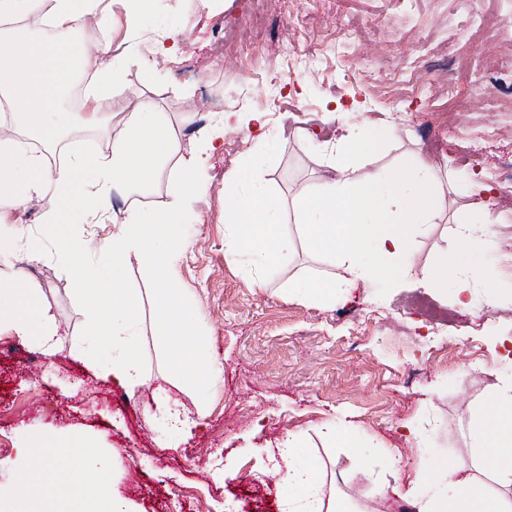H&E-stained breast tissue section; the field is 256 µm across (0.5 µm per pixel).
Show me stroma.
Listing matches in <instances>:
<instances>
[{
  "mask_svg": "<svg viewBox=\"0 0 512 512\" xmlns=\"http://www.w3.org/2000/svg\"><path fill=\"white\" fill-rule=\"evenodd\" d=\"M250 10L251 0H224L211 18L202 0H153L132 34L114 12L113 53L133 36L149 46L171 24L189 41L181 61L125 70L104 91L113 105L144 99L165 113L186 159L213 113L261 112L268 121L273 137L260 148L245 130L225 132L194 218L180 228L176 285L195 336L223 373L202 393L168 366L154 339V283L133 257L119 279L140 297L144 376L129 387L99 379L84 344L85 306L71 289L76 261L44 234L39 212L10 210L0 249L36 253L24 272L63 342L49 357L0 337V512H30L10 498L24 440L59 447L76 438L112 454L110 486L136 512H280L267 447L290 432L321 459L326 495L351 496L360 512H396L401 501L383 451L397 453L408 472L453 463L471 445L473 413L512 376L502 357L512 341V192L500 187L512 168V99L500 83L512 72V35L499 31L512 24V0H267L257 28ZM339 104L345 113L327 120ZM366 125L382 131L383 144L361 158L365 170L417 161L447 188L445 210L411 246L417 266L455 257L458 226L472 221L479 187L496 188V249L468 255L491 263L495 281L477 288L472 308L458 306L452 291L410 280L361 284L330 303L289 292L291 280L344 269L310 250L287 209L281 224L294 246L265 270L264 287H255L248 262L225 260V178L246 191L260 170L267 188L292 202L325 170L318 144ZM487 130L493 138L482 139ZM106 146L103 132L73 125L47 153L58 163L71 150ZM163 403L197 412V426L167 436ZM329 420L356 429L379 453L362 461L329 447L320 434ZM406 421L420 428L422 445L400 436ZM227 456L235 465L215 481L213 462Z\"/></svg>",
  "mask_w": 512,
  "mask_h": 512,
  "instance_id": "stroma-1",
  "label": "stroma"
}]
</instances>
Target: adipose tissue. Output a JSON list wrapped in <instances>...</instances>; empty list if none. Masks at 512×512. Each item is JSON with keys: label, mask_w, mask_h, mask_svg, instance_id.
<instances>
[{"label": "adipose tissue", "mask_w": 512, "mask_h": 512, "mask_svg": "<svg viewBox=\"0 0 512 512\" xmlns=\"http://www.w3.org/2000/svg\"><path fill=\"white\" fill-rule=\"evenodd\" d=\"M151 0H0V26L41 10L52 37L36 43L13 38L0 46V96L15 112L17 123H0V203L41 210L55 244L78 256L89 245L74 236L70 223L81 214L96 223H112L116 231L97 247L113 268L135 255L151 268L155 292L163 306L156 322V339L168 365L199 388L211 386L221 373L220 362L190 337V320L173 283L174 263L182 242L178 228L186 223L201 178L214 154L224 147V130L232 113H214L209 134L199 152L188 159L176 155V141L162 113L142 104L113 116L103 111L101 93L129 66L156 69L177 61L184 44L181 31L164 28L147 49L131 47L122 56L112 53V7L120 5L129 27H136ZM97 27L96 40L79 38L86 27ZM83 76L86 89L75 119L84 126L112 132L104 151L71 152L60 165H51L41 150L23 137L22 128L37 130L52 143L56 125L47 122L51 104ZM378 135L369 129L348 131L339 140L318 144L327 169L318 185L291 203L253 187L247 194L224 183V257L228 262L250 260L262 269L288 250L279 233V215L291 208L309 247L337 258L346 273L329 279L306 280L302 295L313 301L335 299L346 288L378 279H410L424 288L455 284L459 306L472 307L473 285L486 281L484 267L453 262L416 268L408 258L410 246L425 225L435 223L444 208L443 184L422 164L401 166L387 181L362 170L359 156L377 152ZM179 174V191L171 207L160 213L136 204L112 206L114 189L148 186L167 165ZM86 303L88 346L96 357L100 379L124 386L138 382L144 372L137 336L140 299L106 274L79 276L71 283ZM31 343L45 354L60 344V326L41 291L14 276L0 279V335ZM473 448L451 467L439 466L430 479L414 475L399 480L395 493L409 500L416 512H512V382L503 381L469 424ZM282 512H354L344 496L323 492V467L304 454L298 435L279 443ZM13 492L34 504L43 501V485L51 480L70 488L61 512H134L131 501L108 489L110 454L87 442L74 445L66 465H58L48 447L24 442L17 451Z\"/></svg>", "instance_id": "ef3b65f1"}]
</instances>
